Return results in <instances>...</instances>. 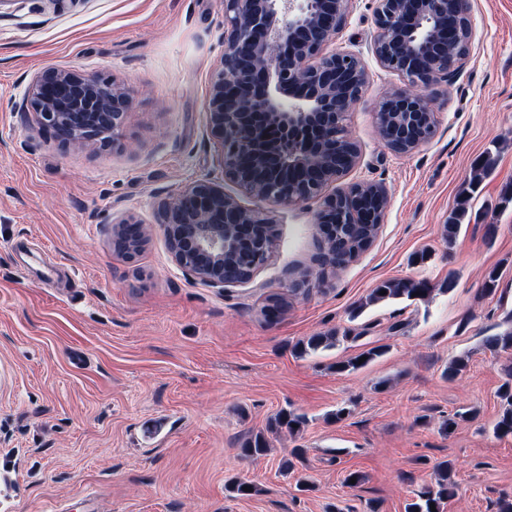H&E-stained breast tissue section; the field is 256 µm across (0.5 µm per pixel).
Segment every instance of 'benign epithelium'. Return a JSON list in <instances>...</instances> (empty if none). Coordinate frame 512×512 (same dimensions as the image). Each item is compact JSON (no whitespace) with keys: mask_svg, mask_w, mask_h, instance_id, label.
Returning <instances> with one entry per match:
<instances>
[{"mask_svg":"<svg viewBox=\"0 0 512 512\" xmlns=\"http://www.w3.org/2000/svg\"><path fill=\"white\" fill-rule=\"evenodd\" d=\"M352 0H224V52L215 64L206 104L208 128L222 149V175L204 174L157 202L175 264L212 288L243 284L241 270L224 264L253 246L270 220L242 207L224 191L236 184L259 200L293 204L322 201L319 229L327 224H371L386 210L387 191L361 196L362 182L331 194L326 188L358 165L359 150H340L350 139L346 112L365 87L364 64L350 51L327 50ZM462 0H374L373 54L407 81L384 94L376 122L379 139L414 151L428 142L422 125L434 109L430 88L452 82L461 65L448 55V7ZM132 105L120 85L76 70L49 67L27 88L22 107L66 147L118 142ZM274 130L277 139L265 138ZM114 247L132 259L144 240L134 214L112 219Z\"/></svg>","mask_w":512,"mask_h":512,"instance_id":"7a95c632","label":"benign epithelium"}]
</instances>
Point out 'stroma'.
Listing matches in <instances>:
<instances>
[{
    "label": "stroma",
    "instance_id": "1",
    "mask_svg": "<svg viewBox=\"0 0 512 512\" xmlns=\"http://www.w3.org/2000/svg\"><path fill=\"white\" fill-rule=\"evenodd\" d=\"M467 2L470 55L451 84L428 92L435 133L398 154L379 139L375 111L404 82L372 52V0H352L331 46L366 70L347 119L360 148L349 179L386 188L379 233L335 270L324 262L318 201L264 202L225 184L272 220L276 241L250 281L222 289L176 266L155 203L221 173L206 99L224 50V0L0 5V512H83L87 494L97 512H405L446 460L455 489L443 512H497L512 499V434L495 429L512 350L484 344L512 313V204L499 205L512 189V0ZM48 67L101 74L129 92L119 145L69 150L24 112L26 89ZM488 155L492 173L470 189ZM465 194L470 222L446 242ZM123 212L138 215L146 236L132 259L112 246V217ZM493 269L500 284L488 295ZM405 277L428 280L433 293L350 319L372 288ZM298 281L304 290L291 292ZM273 295L286 307L268 320L260 308ZM350 325L361 339L293 351ZM380 345L382 356L337 372ZM458 356L466 371L444 377ZM282 410L306 426L270 430ZM260 431L267 455L243 456L245 437ZM294 448L304 458L283 470ZM233 480L258 491L233 497Z\"/></svg>",
    "mask_w": 512,
    "mask_h": 512
}]
</instances>
